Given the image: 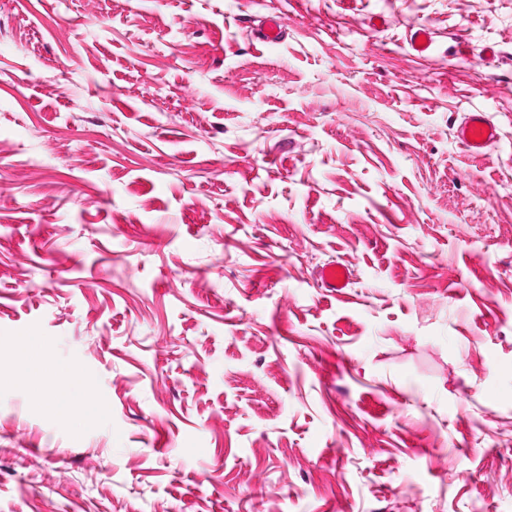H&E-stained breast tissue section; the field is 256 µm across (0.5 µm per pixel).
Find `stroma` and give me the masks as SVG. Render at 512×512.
<instances>
[{"mask_svg":"<svg viewBox=\"0 0 512 512\" xmlns=\"http://www.w3.org/2000/svg\"><path fill=\"white\" fill-rule=\"evenodd\" d=\"M0 512H512V0H0ZM285 31V22L281 15L272 14L263 18L262 27L257 31L256 38L266 45L281 41ZM456 137L472 154L483 155L487 149L497 143L499 132L486 112H468L465 119L457 126Z\"/></svg>","mask_w":512,"mask_h":512,"instance_id":"stroma-1","label":"stroma"}]
</instances>
